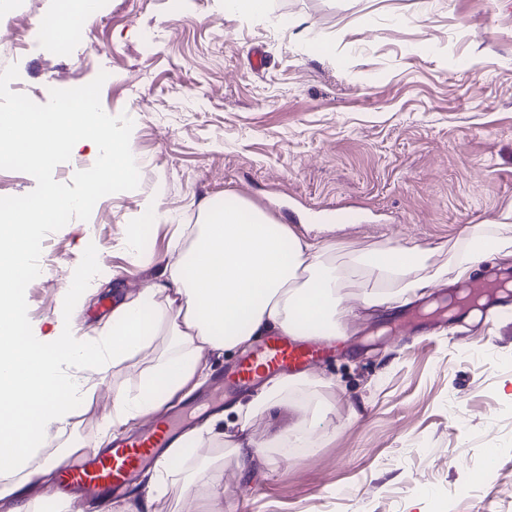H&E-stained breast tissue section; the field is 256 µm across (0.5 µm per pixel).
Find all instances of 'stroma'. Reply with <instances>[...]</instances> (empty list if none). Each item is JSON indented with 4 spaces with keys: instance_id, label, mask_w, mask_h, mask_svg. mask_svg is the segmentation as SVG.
<instances>
[{
    "instance_id": "1",
    "label": "stroma",
    "mask_w": 512,
    "mask_h": 512,
    "mask_svg": "<svg viewBox=\"0 0 512 512\" xmlns=\"http://www.w3.org/2000/svg\"><path fill=\"white\" fill-rule=\"evenodd\" d=\"M83 44L65 55L29 21L0 29V66L19 61L14 89L36 103L108 72L102 107L133 119L145 159L136 190L44 238L26 289L40 341L108 332L113 307L189 248L208 201L335 244L341 268L381 244L438 266L512 212V0H272L263 18L225 16L224 0H106ZM149 202L166 219L136 247L127 230ZM94 255L108 272L70 294ZM506 273L512 257L491 256L375 309L364 279L346 283L344 351L254 422L245 476L225 458L224 512H512V298L487 288ZM164 345L98 370L94 399L30 465L98 440L113 391L134 392ZM300 416L310 446L283 448ZM183 468L191 481L174 476L154 512H206L208 472Z\"/></svg>"
}]
</instances>
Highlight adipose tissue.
Here are the masks:
<instances>
[{
	"instance_id": "obj_1",
	"label": "adipose tissue",
	"mask_w": 512,
	"mask_h": 512,
	"mask_svg": "<svg viewBox=\"0 0 512 512\" xmlns=\"http://www.w3.org/2000/svg\"><path fill=\"white\" fill-rule=\"evenodd\" d=\"M77 209V198L49 189L21 208L0 210V323L18 319L16 287L33 271L28 251L33 227L62 223ZM330 251V244L296 236L247 202L208 208L192 245L163 266L150 288L116 307L109 335L64 336L42 345L17 332L0 341V473L22 469L27 479L44 481L64 464L65 455L53 453L36 468L26 467L34 440L63 430L73 407L97 388L92 377L65 376L64 362L118 365L156 336H166L165 351L141 372L136 392H114L109 425L118 428L161 410L186 387L199 386L210 369L209 355L245 347L267 331L343 336L337 317L340 278ZM449 253L450 267L431 271L417 248L380 245L360 251L352 257L353 267L373 282L362 302L385 304L424 288L428 277H442L451 268L457 277H466L491 253L512 257V224L492 231L474 227ZM295 384L291 375L270 379L247 404L234 407L231 428L216 417L185 433L154 466L146 493L131 497L123 512H150L174 476L176 461L205 435L247 471L258 453L249 434L252 422Z\"/></svg>"
}]
</instances>
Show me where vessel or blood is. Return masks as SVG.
<instances>
[{
  "label": "vessel or blood",
  "mask_w": 512,
  "mask_h": 512,
  "mask_svg": "<svg viewBox=\"0 0 512 512\" xmlns=\"http://www.w3.org/2000/svg\"><path fill=\"white\" fill-rule=\"evenodd\" d=\"M334 350V345L320 336L273 335L246 354L236 367L225 370L219 383L223 390L241 391L259 384L270 373L302 371ZM180 435V418L165 417L118 437L107 452L81 459L65 472L64 479L68 485L93 495L121 496L142 471L161 459Z\"/></svg>",
  "instance_id": "1"
}]
</instances>
